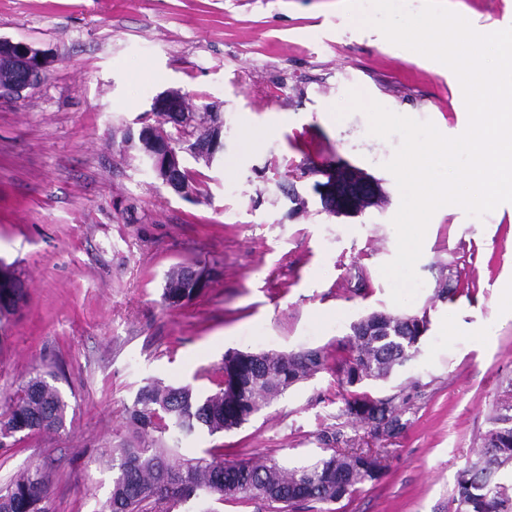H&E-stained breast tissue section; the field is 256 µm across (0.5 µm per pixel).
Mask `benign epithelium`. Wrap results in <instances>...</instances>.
Segmentation results:
<instances>
[{
	"label": "benign epithelium",
	"mask_w": 512,
	"mask_h": 512,
	"mask_svg": "<svg viewBox=\"0 0 512 512\" xmlns=\"http://www.w3.org/2000/svg\"><path fill=\"white\" fill-rule=\"evenodd\" d=\"M53 65L50 53L31 44L14 42L0 37V69L14 75V92L18 95L41 82ZM157 111L172 115L183 123L190 122V106L187 97L177 90H169L155 97ZM139 142L144 159L151 165L164 184L181 196L190 193L182 181L181 151L168 141L158 139L147 128ZM326 181L317 183L323 208L333 214H357L375 205L381 195L376 181L361 169L348 163L338 162L325 170Z\"/></svg>",
	"instance_id": "obj_1"
}]
</instances>
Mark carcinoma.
Wrapping results in <instances>:
<instances>
[{
    "mask_svg": "<svg viewBox=\"0 0 512 512\" xmlns=\"http://www.w3.org/2000/svg\"><path fill=\"white\" fill-rule=\"evenodd\" d=\"M198 119L194 130L172 120L171 130L162 126L159 130L179 148L191 133L204 132L216 139L215 153H220L224 138L221 113L200 112ZM201 293L202 289L192 286L188 266L167 273L163 296L168 305L190 302ZM18 294L25 295L20 273L0 260L1 316L9 313L12 298ZM421 322L422 326L407 334L395 323L352 326L346 354L336 359V373L350 386L388 379L420 352L422 334L428 331L427 316H422ZM328 365L327 356L318 350L288 354L229 351L224 354L221 373L211 379L216 391L202 401L188 386L152 383L142 387L127 409L139 441L113 449L112 492L103 512H174L179 504L201 493L222 502L258 499L274 512H286L301 502L336 503L358 486L377 480L383 456L354 447L353 439L339 428L320 431L321 455L292 468L274 459L227 461L222 448H212L204 457L185 458L166 443L168 436L177 442L198 431L213 436L238 428L288 388ZM54 379L52 374L37 372L19 383L0 410V437L66 429L67 402L51 384ZM374 410L390 417L387 424H370L374 433L393 436L405 427L400 405L392 397L361 393L345 399L341 412L369 424ZM491 424L479 456L458 475L455 512H512V485L496 480L501 470L512 469V397L497 407ZM50 485L42 466L23 469L0 490V512H46Z\"/></svg>",
    "mask_w": 512,
    "mask_h": 512,
    "instance_id": "obj_1",
    "label": "carcinoma"
}]
</instances>
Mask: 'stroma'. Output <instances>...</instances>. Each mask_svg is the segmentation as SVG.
I'll return each instance as SVG.
<instances>
[{"mask_svg":"<svg viewBox=\"0 0 512 512\" xmlns=\"http://www.w3.org/2000/svg\"><path fill=\"white\" fill-rule=\"evenodd\" d=\"M473 27L512 25V0H443ZM370 0H0V37L47 50V78L0 97V260L15 264L25 304L0 322V403L29 372H59L66 429L0 449V488L31 463L52 466L50 512H101L112 491L104 460L136 443L126 420L151 381L213 385L205 368L230 349L339 355L351 325L374 312L428 313L419 354L372 396L409 395L405 428L387 437L342 416L354 389L328 370L301 382L239 429L185 439L183 456L296 465L317 435L342 429L384 448L382 476L332 512H454L456 479L481 450L512 382V216L435 212L416 273L395 304L382 265L396 255L401 201L384 164L400 144L369 133L360 111L335 119L357 88L391 111L455 135L468 114L447 66L359 25ZM169 89L216 104L224 149L186 158L197 201L175 194L126 146L151 99ZM274 136L245 146V127ZM343 161L375 179L382 206L326 212L315 168ZM304 200L293 212L290 194ZM202 261L214 275L191 302L167 306L165 273ZM453 299L439 297L443 285Z\"/></svg>","mask_w":512,"mask_h":512,"instance_id":"1","label":"stroma"}]
</instances>
